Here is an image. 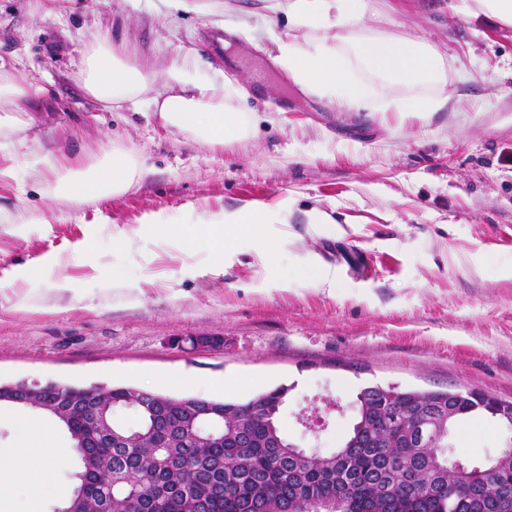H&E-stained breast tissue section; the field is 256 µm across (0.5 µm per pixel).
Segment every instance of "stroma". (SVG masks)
<instances>
[{
	"instance_id": "35a3bbf8",
	"label": "stroma",
	"mask_w": 512,
	"mask_h": 512,
	"mask_svg": "<svg viewBox=\"0 0 512 512\" xmlns=\"http://www.w3.org/2000/svg\"><path fill=\"white\" fill-rule=\"evenodd\" d=\"M274 2L193 0L184 11L172 0H0V62L31 88L34 121L15 135L16 153L84 165L117 144L141 167L125 194L74 202L56 198L53 173L0 151V383L198 398L162 376H250L260 392L289 386L282 434L324 455L369 384L512 400V27L454 13L453 0H375L382 32L449 63L448 108L420 119L342 109L295 85L276 56L298 31ZM215 30L224 44L206 49ZM106 35L157 81L184 67L233 89L232 105L254 120L249 136L213 148L155 113L90 100L82 51ZM247 205L287 214L268 227L287 264L241 232L216 270L206 236L187 248L153 231L194 230L203 215ZM314 211L327 222L312 223ZM323 274L335 288L313 286ZM314 411L313 433L298 418ZM27 419L57 447L69 436L48 414L1 404L0 456L34 468ZM448 442L451 458L480 467L512 429L474 414Z\"/></svg>"
}]
</instances>
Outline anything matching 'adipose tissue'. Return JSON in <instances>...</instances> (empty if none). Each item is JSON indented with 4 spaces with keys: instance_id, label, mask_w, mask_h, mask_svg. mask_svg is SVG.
<instances>
[{
    "instance_id": "ef3b65f1",
    "label": "adipose tissue",
    "mask_w": 512,
    "mask_h": 512,
    "mask_svg": "<svg viewBox=\"0 0 512 512\" xmlns=\"http://www.w3.org/2000/svg\"><path fill=\"white\" fill-rule=\"evenodd\" d=\"M370 0H290L288 13L293 25L303 29V39L280 45L278 60L293 83L302 89L336 100L346 109L361 106L369 96L368 86L356 72L364 69L389 89H407V96L383 102L386 110L437 112L448 104V64L434 48L413 39H399L377 28L379 14ZM81 85L91 100L111 108L149 96L150 106L164 126L189 134L196 141L220 146L245 138L251 129L246 113L234 109L229 96L213 86L195 82L181 69L167 74L166 89L151 94V82L130 60L118 56L110 39L87 46L79 70ZM431 85V95H414V88ZM30 96L28 85L0 64V139L25 126L23 105ZM58 198L69 201H100L124 194L140 175L134 156L116 145L91 164L57 171ZM271 221L263 208L249 206L236 212L202 217L211 236V264L224 266V250L236 229H244L262 243L269 255L287 263L277 246L268 240Z\"/></svg>"
}]
</instances>
